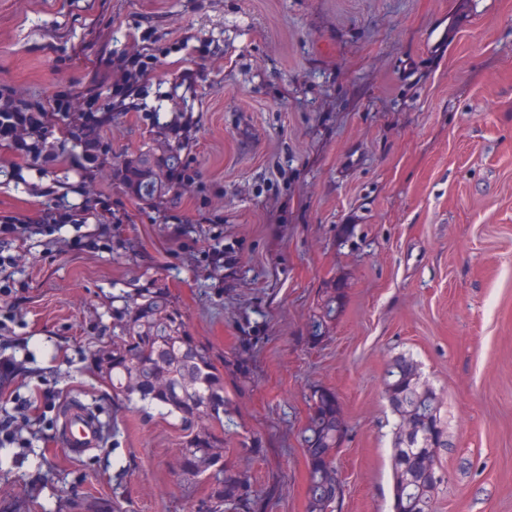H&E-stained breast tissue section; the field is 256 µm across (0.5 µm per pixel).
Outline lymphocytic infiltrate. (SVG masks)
<instances>
[{
    "instance_id": "1",
    "label": "lymphocytic infiltrate",
    "mask_w": 512,
    "mask_h": 512,
    "mask_svg": "<svg viewBox=\"0 0 512 512\" xmlns=\"http://www.w3.org/2000/svg\"><path fill=\"white\" fill-rule=\"evenodd\" d=\"M162 53V48L150 43L108 54L77 93L61 90L40 99L0 88V149L7 151L14 164L44 172L69 164L79 175L83 196L80 203L46 207L28 220L0 215V247H11L63 224L89 222L96 224L95 234L76 238L74 249L111 240L120 210L111 193L95 187L99 174L112 166V145L105 130L112 123L113 103L138 93L158 68Z\"/></svg>"
}]
</instances>
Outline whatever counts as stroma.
<instances>
[{"label": "stroma", "instance_id": "stroma-1", "mask_svg": "<svg viewBox=\"0 0 512 512\" xmlns=\"http://www.w3.org/2000/svg\"><path fill=\"white\" fill-rule=\"evenodd\" d=\"M184 31L210 58L175 47ZM143 36L166 54L112 108V166L178 155L223 181L224 221L200 219L196 186L165 178L140 197L105 172L98 189L123 202L111 245L74 251L96 227L68 224L15 250L0 360L22 370L0 415L28 401L40 423L0 447V495L32 486L34 512L77 491L122 512H191L203 496L177 474V427L114 402L96 368L123 334L117 310L150 291L224 373V446L251 469L254 512H306L300 432L321 388L346 425L337 512H392L384 379L402 356L448 431L435 512H512V0H0V85L80 90ZM9 164L0 150V214L80 202L74 169ZM76 400L104 410V449L69 448L60 414Z\"/></svg>", "mask_w": 512, "mask_h": 512}]
</instances>
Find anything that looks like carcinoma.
Returning a JSON list of instances; mask_svg holds the SVG:
<instances>
[{
    "label": "carcinoma",
    "mask_w": 512,
    "mask_h": 512,
    "mask_svg": "<svg viewBox=\"0 0 512 512\" xmlns=\"http://www.w3.org/2000/svg\"><path fill=\"white\" fill-rule=\"evenodd\" d=\"M339 295H331L314 316L313 337L322 336L335 316ZM124 339L97 353L101 374L109 380L117 401L136 411L152 410L175 419L184 432L177 463L179 473L199 479L205 493L194 512H249L252 477L246 467L227 461L224 442L198 427L207 418L224 426L229 403L224 374L209 349L190 336L181 314L159 293H145L120 312ZM385 394L398 423L392 456L394 512H435L434 499L440 451L448 447L435 390L421 381L413 360L401 357L386 372ZM344 422L336 394L317 389L310 396V413L302 432L309 470L307 512H336L343 482L336 454L344 438ZM33 492L0 497V512H32ZM67 512H120L117 503L92 495L68 501Z\"/></svg>",
    "instance_id": "obj_1"
}]
</instances>
